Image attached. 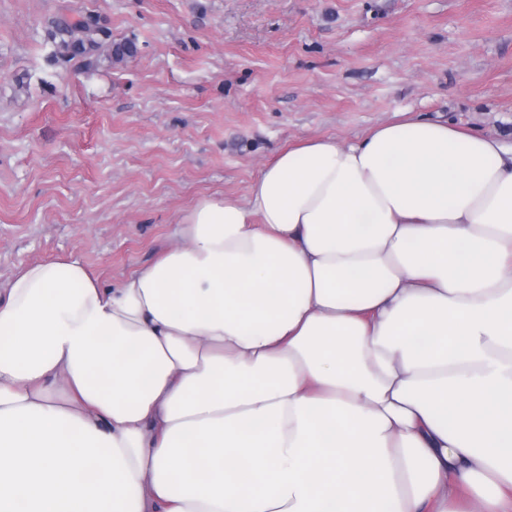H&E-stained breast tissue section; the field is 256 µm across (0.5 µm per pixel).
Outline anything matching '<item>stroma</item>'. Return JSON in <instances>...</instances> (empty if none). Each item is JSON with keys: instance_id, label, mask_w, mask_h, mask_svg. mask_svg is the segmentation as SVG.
Listing matches in <instances>:
<instances>
[{"instance_id": "stroma-1", "label": "stroma", "mask_w": 512, "mask_h": 512, "mask_svg": "<svg viewBox=\"0 0 512 512\" xmlns=\"http://www.w3.org/2000/svg\"><path fill=\"white\" fill-rule=\"evenodd\" d=\"M87 16L110 46L57 53ZM403 110L512 144V0H0V288L59 257L117 284L196 199Z\"/></svg>"}]
</instances>
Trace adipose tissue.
Masks as SVG:
<instances>
[{
	"instance_id": "ef3b65f1",
	"label": "adipose tissue",
	"mask_w": 512,
	"mask_h": 512,
	"mask_svg": "<svg viewBox=\"0 0 512 512\" xmlns=\"http://www.w3.org/2000/svg\"><path fill=\"white\" fill-rule=\"evenodd\" d=\"M0 289V512H512V145L406 117Z\"/></svg>"
}]
</instances>
